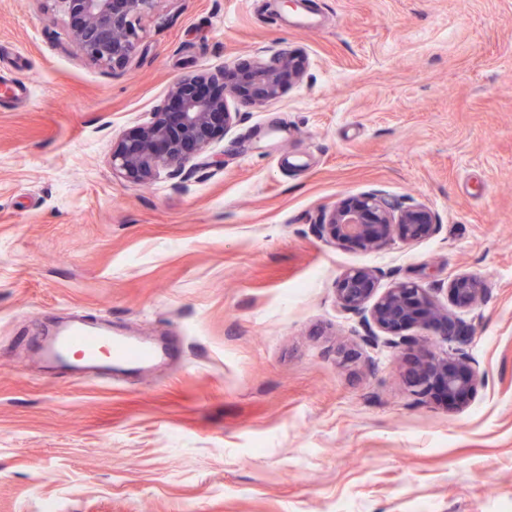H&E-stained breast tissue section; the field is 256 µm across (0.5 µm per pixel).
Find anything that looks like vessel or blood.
I'll return each instance as SVG.
<instances>
[{"label":"vessel or blood","mask_w":512,"mask_h":512,"mask_svg":"<svg viewBox=\"0 0 512 512\" xmlns=\"http://www.w3.org/2000/svg\"><path fill=\"white\" fill-rule=\"evenodd\" d=\"M39 352L51 364H74L85 378L111 380L120 370H139L157 361L162 351L154 344L122 336L84 319L43 339Z\"/></svg>","instance_id":"1"}]
</instances>
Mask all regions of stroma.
<instances>
[{
    "mask_svg": "<svg viewBox=\"0 0 512 512\" xmlns=\"http://www.w3.org/2000/svg\"><path fill=\"white\" fill-rule=\"evenodd\" d=\"M60 0H0V512H512V0H155L122 74ZM301 54L177 178L112 144L181 77ZM381 191L440 227L330 245L321 209ZM369 267L457 309L481 381L412 394L336 281ZM178 357L101 385L32 350L72 313ZM485 290L479 278L467 273L456 274L448 279V294L458 308L472 305L483 296Z\"/></svg>",
    "mask_w": 512,
    "mask_h": 512,
    "instance_id": "stroma-1",
    "label": "stroma"
}]
</instances>
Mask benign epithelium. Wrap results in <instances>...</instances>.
Returning a JSON list of instances; mask_svg holds the SVG:
<instances>
[{
  "label": "benign epithelium",
  "mask_w": 512,
  "mask_h": 512,
  "mask_svg": "<svg viewBox=\"0 0 512 512\" xmlns=\"http://www.w3.org/2000/svg\"><path fill=\"white\" fill-rule=\"evenodd\" d=\"M68 16L69 37L91 62L124 73L132 64L139 43L134 20L154 0H58ZM305 69L304 57L279 51L267 60L224 64L175 83L168 101L157 106L152 119L122 135L112 146V173L132 183H146L165 171L180 176L187 164L204 152L214 134L232 124L236 113L228 99L243 107L277 99L282 80L297 81ZM318 236L329 244L353 242L377 251L393 238L416 241L440 227L427 205L402 207L381 192L325 208L315 223ZM377 272L350 268L336 282V300L347 312H369L362 340L378 343V334L394 337L392 344L410 348L415 341L403 332L428 325L451 351L443 356L421 351L407 371L412 392L425 397L437 390L448 402L462 404L479 383L466 351L468 326L441 307L427 288L399 282L377 293ZM485 293L483 282L460 273L448 279V294L458 308L475 303Z\"/></svg>",
  "instance_id": "benign-epithelium-1"
}]
</instances>
